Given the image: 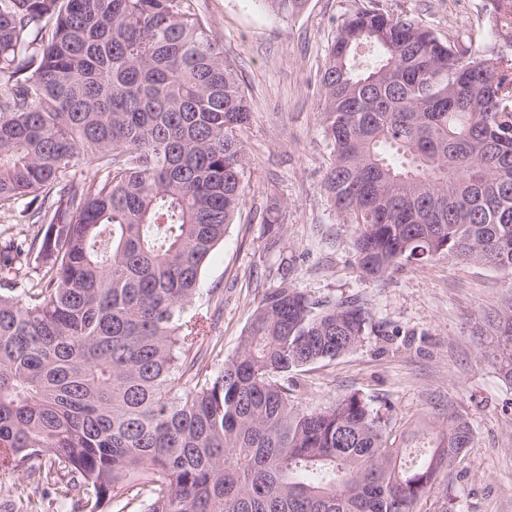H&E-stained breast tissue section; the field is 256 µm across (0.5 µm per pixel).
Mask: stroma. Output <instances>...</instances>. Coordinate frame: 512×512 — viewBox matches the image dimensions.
<instances>
[{"instance_id":"35a3bbf8","label":"stroma","mask_w":512,"mask_h":512,"mask_svg":"<svg viewBox=\"0 0 512 512\" xmlns=\"http://www.w3.org/2000/svg\"><path fill=\"white\" fill-rule=\"evenodd\" d=\"M195 13L224 46L252 118L242 138L250 182L245 203L213 252L197 304L224 312L210 334L209 361L221 368L238 348L262 292L289 265L296 288L314 298L360 295L383 336L367 333L352 353L299 375L295 403H334L358 391L375 405L391 402L400 421L441 424L454 404L471 422L465 457L442 470L418 512H441L454 496L458 512H512V389L480 356L473 321L505 293L500 273L437 257L405 263L383 281L362 278L352 257L354 224L323 188L331 146L320 112L318 78L337 26L360 7L418 19L445 40L495 54L490 0H308L284 19L260 0H192ZM280 203L283 238L266 248L263 213Z\"/></svg>"}]
</instances>
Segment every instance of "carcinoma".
<instances>
[{
	"instance_id": "obj_1",
	"label": "carcinoma",
	"mask_w": 512,
	"mask_h": 512,
	"mask_svg": "<svg viewBox=\"0 0 512 512\" xmlns=\"http://www.w3.org/2000/svg\"><path fill=\"white\" fill-rule=\"evenodd\" d=\"M307 2L264 0L284 19ZM492 8L512 37V0ZM319 96L324 189L356 225V267L379 281L446 256L501 273L474 334L512 387V50L363 7ZM250 116L191 0H0V210L25 200L29 224L0 240V471L55 512L76 496L81 512H414L473 440L451 403L438 429L358 392L298 408L295 375L383 326L358 297L310 298L286 266L212 370V316L192 306L245 200ZM263 223L274 250L279 203ZM0 512L45 510L18 495Z\"/></svg>"
}]
</instances>
